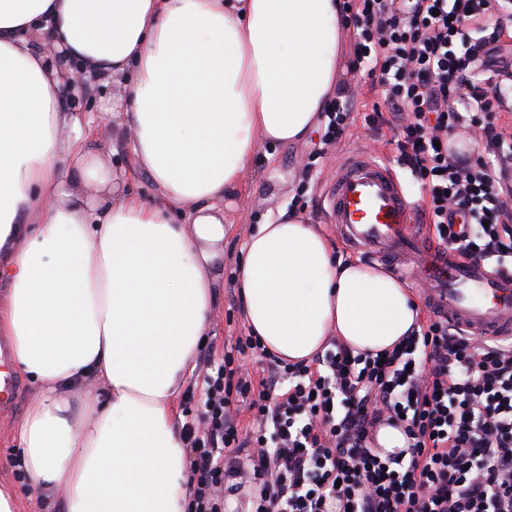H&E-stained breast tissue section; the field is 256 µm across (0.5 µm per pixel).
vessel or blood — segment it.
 Here are the masks:
<instances>
[{
	"label": "vessel or blood",
	"mask_w": 512,
	"mask_h": 512,
	"mask_svg": "<svg viewBox=\"0 0 512 512\" xmlns=\"http://www.w3.org/2000/svg\"><path fill=\"white\" fill-rule=\"evenodd\" d=\"M329 217L357 252L407 280L425 275L427 310L471 336L512 340V272L494 273L484 262L431 250L389 162L363 151L345 157L329 192Z\"/></svg>",
	"instance_id": "1"
}]
</instances>
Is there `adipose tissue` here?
Wrapping results in <instances>:
<instances>
[{"instance_id": "obj_1", "label": "adipose tissue", "mask_w": 512, "mask_h": 512, "mask_svg": "<svg viewBox=\"0 0 512 512\" xmlns=\"http://www.w3.org/2000/svg\"><path fill=\"white\" fill-rule=\"evenodd\" d=\"M340 32L336 0H0V335L34 387L18 467L53 512H186L173 405L220 286L214 202L260 148L315 126ZM79 72L126 80L155 197L118 196L125 174L93 159L90 125L62 109ZM332 252L284 210L244 244V319L284 360L310 361L330 336L389 351L419 325L397 278ZM91 378L107 392L95 406L75 394Z\"/></svg>"}]
</instances>
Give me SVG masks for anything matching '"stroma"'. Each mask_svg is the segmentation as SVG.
Instances as JSON below:
<instances>
[{
  "label": "stroma",
  "mask_w": 512,
  "mask_h": 512,
  "mask_svg": "<svg viewBox=\"0 0 512 512\" xmlns=\"http://www.w3.org/2000/svg\"><path fill=\"white\" fill-rule=\"evenodd\" d=\"M353 39L350 31H343L338 45V97L357 96L359 107L341 147H323V125H316L308 136L299 142L276 147L274 161H267L264 154H257L254 169L243 187L233 195L216 200L215 206L224 213L226 234L224 253L212 267L222 286L218 290L211 326L212 336L206 346L207 353L221 357L225 347L235 339L247 335L241 299L235 282V267L247 234L263 223L268 215L284 208L301 213L319 224L332 239L337 256L351 259L346 245L338 240L336 228L328 224L327 193L336 175V166L342 152L360 148L371 153L394 158L396 150L391 143L393 133L388 128H374L366 122L374 102L379 101L377 90L372 89L366 70L352 66ZM66 110L91 116L95 119L89 147L104 166L128 172L123 189L126 193L150 198L156 188L150 178L139 171L131 147V130L123 122L125 97L117 83H89L83 97H63ZM311 165V172H304V165ZM32 397L28 381H21L12 408L7 416H0V483L19 491H27L23 474L15 460L21 453L14 429L24 414Z\"/></svg>",
  "instance_id": "stroma-1"
}]
</instances>
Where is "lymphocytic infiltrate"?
I'll return each instance as SVG.
<instances>
[{
  "instance_id": "f902f5d3",
  "label": "lymphocytic infiltrate",
  "mask_w": 512,
  "mask_h": 512,
  "mask_svg": "<svg viewBox=\"0 0 512 512\" xmlns=\"http://www.w3.org/2000/svg\"><path fill=\"white\" fill-rule=\"evenodd\" d=\"M355 61L420 184L439 245L512 268V0H342ZM308 364L236 339L197 376L199 407L181 427L189 512H224L250 485V512H512V344L436 319L384 356L328 337ZM259 350L255 377L236 354ZM252 413L240 433L239 408ZM406 445L385 454L379 428ZM248 450L249 467L235 455Z\"/></svg>"
}]
</instances>
